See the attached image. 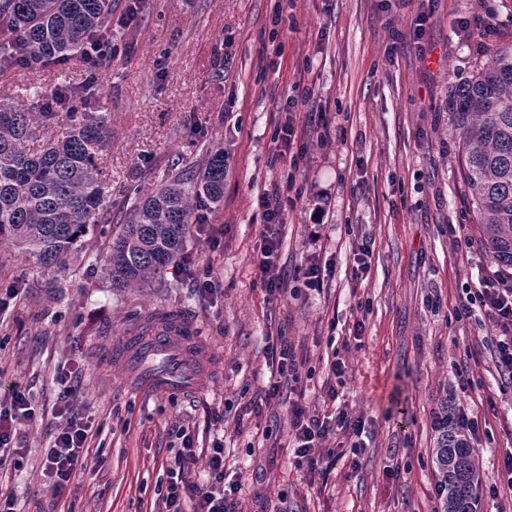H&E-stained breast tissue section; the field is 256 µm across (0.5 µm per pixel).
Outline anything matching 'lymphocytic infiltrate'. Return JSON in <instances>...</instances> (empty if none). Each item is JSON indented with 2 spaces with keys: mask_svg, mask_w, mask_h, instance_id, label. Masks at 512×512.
Wrapping results in <instances>:
<instances>
[{
  "mask_svg": "<svg viewBox=\"0 0 512 512\" xmlns=\"http://www.w3.org/2000/svg\"><path fill=\"white\" fill-rule=\"evenodd\" d=\"M278 247L279 242L272 234H263L257 266L266 294L284 297L288 294V280L275 261ZM475 308L483 310L499 329L494 367L500 389L512 390V283L497 276L484 279L479 288L465 289L459 313L467 315ZM8 394L9 409L0 408V469L8 463L3 450L11 446L18 434V419L31 416L33 411L29 392L20 383H11ZM70 395L67 389L59 395L58 416L62 425L43 450L45 471L58 492L63 491L77 474L90 469L89 428L72 413ZM288 416L296 441L293 450L296 463L311 474L323 472L336 460L334 450L323 452L319 449L328 435L339 429L356 436L364 431L362 419L349 417L343 411L334 416L311 415L298 401L289 403ZM180 439L181 446L165 470L163 499L166 512H235L242 487L226 477L222 443H215L211 449L205 480L194 482L188 480L187 474L197 461L195 441L187 432L182 433Z\"/></svg>",
  "mask_w": 512,
  "mask_h": 512,
  "instance_id": "1",
  "label": "lymphocytic infiltrate"
}]
</instances>
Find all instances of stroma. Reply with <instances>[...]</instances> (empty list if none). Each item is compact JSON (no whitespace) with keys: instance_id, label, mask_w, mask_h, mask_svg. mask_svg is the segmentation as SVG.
Masks as SVG:
<instances>
[{"instance_id":"obj_1","label":"stroma","mask_w":512,"mask_h":512,"mask_svg":"<svg viewBox=\"0 0 512 512\" xmlns=\"http://www.w3.org/2000/svg\"><path fill=\"white\" fill-rule=\"evenodd\" d=\"M422 12L431 19L418 44L412 28ZM477 17L492 20L490 35L472 27ZM507 43L512 0H119L95 65L78 59L1 76L0 98L33 110L43 104L30 85H71L82 90L74 108L110 113L99 164L113 199L152 196L172 168L202 172L220 149L224 203L203 208V231H191L163 281L138 288H112L109 224L95 225L60 274L0 248V289L24 277L15 307L0 315V400L17 381L35 408L0 490L14 492L22 512H165L156 485L183 427L206 450L223 440L244 486L237 512H439L433 415L449 395L477 416L483 468L495 472L512 451V392L498 390L492 322L478 310L456 313L463 287L495 266L466 200L448 100ZM302 88L305 102L288 107ZM288 124L291 165L276 156ZM274 182L284 204L277 263L294 290L282 300L265 295L256 266L265 230L258 197ZM317 203L326 217L315 250L333 264L318 293L301 281ZM364 245L371 264L357 278L353 253ZM204 267L214 286L205 295L194 283ZM170 310L208 338L191 391L145 388L115 355ZM279 336L299 369L292 399L315 415L342 410L365 423L357 439L324 440L339 458L323 481L308 482L297 467L285 406L262 399ZM335 359L342 375L329 370ZM63 367L75 372L71 407L91 427L97 465L59 497L40 450L60 426L53 406Z\"/></svg>"}]
</instances>
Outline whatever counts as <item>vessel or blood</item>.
<instances>
[{
	"label": "vessel or blood",
	"mask_w": 512,
	"mask_h": 512,
	"mask_svg": "<svg viewBox=\"0 0 512 512\" xmlns=\"http://www.w3.org/2000/svg\"><path fill=\"white\" fill-rule=\"evenodd\" d=\"M202 346L199 327L167 316L154 325L151 338L133 345L122 358L146 365L143 381L149 388L189 391L199 381L204 362Z\"/></svg>",
	"instance_id": "1"
}]
</instances>
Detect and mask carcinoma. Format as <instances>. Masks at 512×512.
<instances>
[{"label": "carcinoma", "instance_id": "1", "mask_svg": "<svg viewBox=\"0 0 512 512\" xmlns=\"http://www.w3.org/2000/svg\"><path fill=\"white\" fill-rule=\"evenodd\" d=\"M115 0H0V76L85 55L107 40ZM462 132L461 165L481 237L494 262L512 269V47L497 51L449 98ZM56 137L29 151L34 125ZM112 141L106 112H33L0 103V243L38 268L61 273L94 224H117L108 250L114 288L163 279L183 254L200 201H224V151L202 175L171 169L150 198L114 210L112 183L98 157ZM435 464L441 512H477L483 482L479 451L446 400L436 415Z\"/></svg>", "mask_w": 512, "mask_h": 512}]
</instances>
